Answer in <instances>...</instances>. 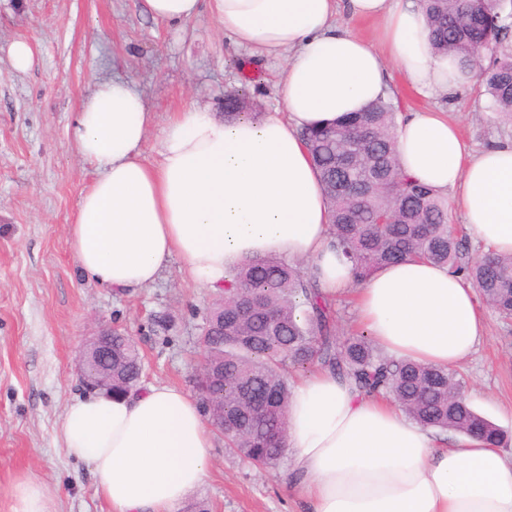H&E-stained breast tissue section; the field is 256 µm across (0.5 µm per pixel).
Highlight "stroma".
<instances>
[{
    "mask_svg": "<svg viewBox=\"0 0 512 512\" xmlns=\"http://www.w3.org/2000/svg\"><path fill=\"white\" fill-rule=\"evenodd\" d=\"M27 42L32 64L15 71L13 41ZM275 60L233 48L209 13L172 27L145 15L140 0H0V502L14 479L43 482L57 512H111L85 464L58 436L65 406L87 392L77 371L81 349L99 329L132 336L143 357L141 385L193 391L202 310L213 292L173 261L151 286L115 293L87 280L67 227L94 173L68 128L83 98L111 77L133 81L155 114L142 146L156 158L168 112L193 106L224 114V95L249 79L263 112L280 110ZM385 95L398 114L434 108L455 120L473 151L512 144L486 98L470 87L427 98L389 66ZM165 318L168 330L156 321ZM489 334L458 369L472 407L512 438V322L487 312ZM209 477L177 512H300L288 489L290 460L272 472L246 464L214 434Z\"/></svg>",
    "mask_w": 512,
    "mask_h": 512,
    "instance_id": "1",
    "label": "stroma"
}]
</instances>
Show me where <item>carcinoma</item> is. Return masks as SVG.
I'll return each instance as SVG.
<instances>
[{
	"label": "carcinoma",
	"instance_id": "cac0c4a2",
	"mask_svg": "<svg viewBox=\"0 0 512 512\" xmlns=\"http://www.w3.org/2000/svg\"><path fill=\"white\" fill-rule=\"evenodd\" d=\"M435 54L453 57L466 82L489 98L495 117L512 123V0H420ZM224 118L255 119L246 88L224 97ZM395 106L379 98L336 125L302 132L330 206L336 248L363 281L382 266L418 259L446 266L472 283L504 321H512V255L490 250L463 261L448 232V201L406 175L399 163ZM198 336L210 383L206 394L240 436L227 446L248 463L273 469L285 454L291 388L288 368L317 365L368 393L393 397L408 418L436 435L453 432L502 444L503 431L470 405L454 372L396 360L364 334L339 331L333 299L299 261L270 256L232 269ZM112 393L139 383L143 365L133 339L112 331Z\"/></svg>",
	"mask_w": 512,
	"mask_h": 512
}]
</instances>
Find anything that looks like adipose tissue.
<instances>
[{"instance_id":"1","label":"adipose tissue","mask_w":512,"mask_h":512,"mask_svg":"<svg viewBox=\"0 0 512 512\" xmlns=\"http://www.w3.org/2000/svg\"><path fill=\"white\" fill-rule=\"evenodd\" d=\"M209 3L227 39L280 61L282 114L224 121L188 106L170 113L155 162L141 147L153 121L137 87L100 81L69 136L95 173L68 236L83 274L130 291L153 284L173 258L218 292L231 268L267 256L303 260L329 295L354 293L360 324L396 359L452 368L488 335L469 281L406 260L355 283L330 236L328 203L300 133L363 111L382 97L395 64L422 96L460 80L434 55L414 0H145L179 24ZM379 23L385 53L339 24L338 13ZM402 170L451 193L469 233L512 254V145L472 151L446 113L424 109L397 125ZM87 464L112 512H176L206 479L213 441L197 401L164 383L134 395L99 392L70 403L59 428ZM286 444L304 512H512V454L469 437L447 443L393 402L315 369L296 385ZM7 512H56L42 483L13 484Z\"/></svg>"}]
</instances>
